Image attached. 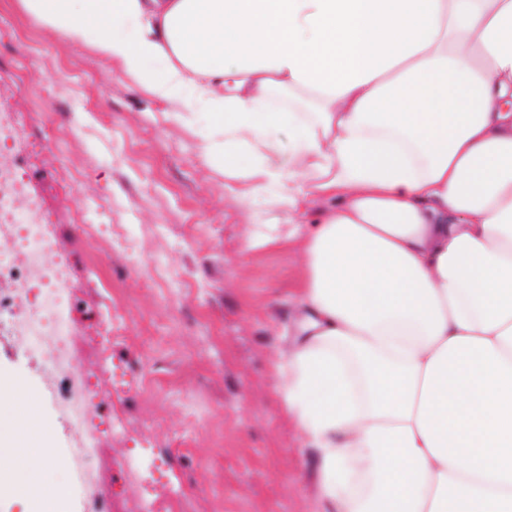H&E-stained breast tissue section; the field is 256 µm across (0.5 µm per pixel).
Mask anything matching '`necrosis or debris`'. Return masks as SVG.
Masks as SVG:
<instances>
[{"mask_svg": "<svg viewBox=\"0 0 512 512\" xmlns=\"http://www.w3.org/2000/svg\"><path fill=\"white\" fill-rule=\"evenodd\" d=\"M0 237L10 243L0 252V332L35 357L51 379H82L61 412L71 429L66 454L78 461L73 475L83 492L81 512H197L192 496L177 490L166 463L157 460L149 430L138 434V452L113 453L129 437L123 417L102 413V406L124 392L125 375L112 362V342L122 331V306L106 297L97 311L98 330L88 344H80L64 327L66 310L76 296L70 284L78 271L89 281L111 287L112 279L93 260L78 262L57 239L53 224L33 195L23 167H0ZM136 479L142 492L131 505L118 507L112 494V471Z\"/></svg>", "mask_w": 512, "mask_h": 512, "instance_id": "4bbe7bcc", "label": "necrosis or debris"}]
</instances>
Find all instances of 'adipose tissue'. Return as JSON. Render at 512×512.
Returning a JSON list of instances; mask_svg holds the SVG:
<instances>
[{
  "mask_svg": "<svg viewBox=\"0 0 512 512\" xmlns=\"http://www.w3.org/2000/svg\"><path fill=\"white\" fill-rule=\"evenodd\" d=\"M291 209L303 316L277 366L315 512H512V0H19ZM293 132L288 160L272 134ZM0 422L10 491L65 488ZM335 205V199L317 197L312 199L303 209H299L294 216L297 220H302L307 224H313L321 218L326 210Z\"/></svg>",
  "mask_w": 512,
  "mask_h": 512,
  "instance_id": "obj_1",
  "label": "adipose tissue"
}]
</instances>
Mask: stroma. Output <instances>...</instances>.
Returning a JSON list of instances; mask_svg holds the SVG:
<instances>
[{
	"instance_id": "obj_1",
	"label": "stroma",
	"mask_w": 512,
	"mask_h": 512,
	"mask_svg": "<svg viewBox=\"0 0 512 512\" xmlns=\"http://www.w3.org/2000/svg\"><path fill=\"white\" fill-rule=\"evenodd\" d=\"M0 110L29 115L30 187L68 252L86 258L81 227L101 220L135 237L137 268L117 254L98 262L127 301V339L112 360L156 390L131 388L113 414L134 426L161 413L154 440L200 512H311L312 451L273 371L294 343L299 249L246 242L292 216L315 223L333 200L314 198L292 215L275 193L248 194L201 151L193 129L209 113L185 124L89 49L48 37L18 0H0ZM72 288L80 303L70 321L85 340L103 291L82 279ZM0 374L37 393L55 450L49 467L66 482L70 427L40 364L4 334Z\"/></svg>"
}]
</instances>
